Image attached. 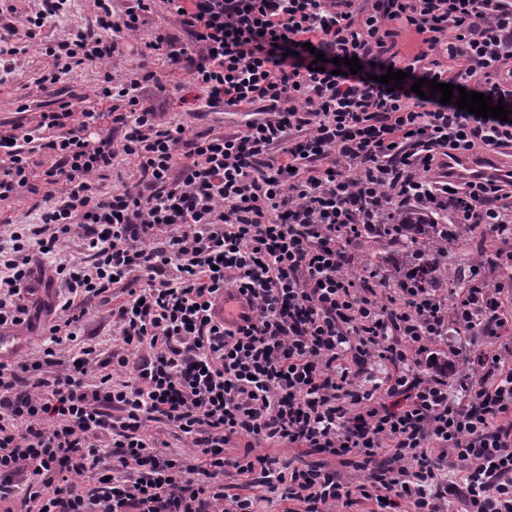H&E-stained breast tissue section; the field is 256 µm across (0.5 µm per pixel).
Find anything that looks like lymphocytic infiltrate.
Listing matches in <instances>:
<instances>
[{"mask_svg": "<svg viewBox=\"0 0 512 512\" xmlns=\"http://www.w3.org/2000/svg\"><path fill=\"white\" fill-rule=\"evenodd\" d=\"M68 0H38L24 31L48 89L74 67L101 66L108 112L71 102L35 126L0 129V201L28 192L33 143L54 156L48 182L68 189L0 245V328L31 324L21 293L35 254L58 256L51 344L0 362V503L5 512H512V173L468 181L450 152L512 157V121L420 98L427 78L503 100L512 111V0H93L97 32L49 33ZM168 32L148 47L188 71L197 108L238 109L240 130L187 135L161 126L142 91L157 71L118 63L146 16ZM422 50L401 53L396 28ZM327 58L312 70L315 52ZM357 57V74L333 58ZM406 72L391 90L381 75ZM123 130L121 143L100 126ZM52 139L42 140L44 131ZM138 163L118 193L100 182L118 157ZM448 214L498 242L501 279L451 299L426 286L422 261L391 279L359 257L399 211ZM83 249L64 259L71 239ZM121 289L109 311L124 351L99 359L76 341L86 304ZM250 311L216 321L217 297ZM479 349L467 372L456 361ZM132 367L114 382L108 367ZM176 427L200 463L160 449L151 423ZM242 441L240 456L226 448ZM296 449L280 462L263 445ZM234 468L249 492L228 495ZM29 482L10 508V477ZM90 478L91 487L79 484Z\"/></svg>", "mask_w": 512, "mask_h": 512, "instance_id": "obj_1", "label": "lymphocytic infiltrate"}]
</instances>
